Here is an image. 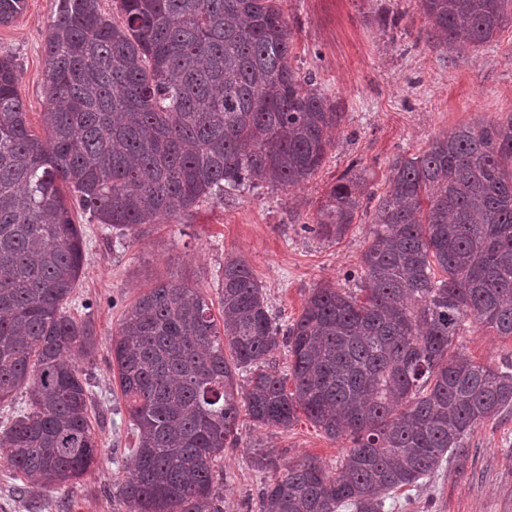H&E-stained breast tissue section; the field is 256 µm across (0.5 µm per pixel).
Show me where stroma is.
I'll use <instances>...</instances> for the list:
<instances>
[{
    "mask_svg": "<svg viewBox=\"0 0 512 512\" xmlns=\"http://www.w3.org/2000/svg\"><path fill=\"white\" fill-rule=\"evenodd\" d=\"M58 0H25L12 24L0 26V56L14 58L27 118L44 135L43 45ZM293 36L291 66L312 76L342 120L322 168L288 190L258 187L235 200H207L178 221L114 240L105 225L74 212L85 261L68 305L90 321L97 341L84 361L96 406L91 427L101 452L72 484L34 493L0 454V512H127L113 488L126 475L134 439L108 348L125 311L147 288L171 279L201 289L219 310L218 276L226 256L246 260L280 324L296 319L311 290L359 283L371 217L358 213L348 233L325 241L305 232L327 189L351 162L366 170L372 191L384 193L396 155L421 154L455 127L493 123L512 114V20L495 41L468 51L438 47L419 0H283ZM458 346L477 362L512 361V338L464 320ZM238 447L225 449L224 512H259L272 474L254 465V449L271 450L279 466L311 460L339 467L349 440L326 437L307 419L285 430L239 418ZM400 512H512V410L492 418L465 441L427 484L397 493Z\"/></svg>",
    "mask_w": 512,
    "mask_h": 512,
    "instance_id": "stroma-1",
    "label": "stroma"
}]
</instances>
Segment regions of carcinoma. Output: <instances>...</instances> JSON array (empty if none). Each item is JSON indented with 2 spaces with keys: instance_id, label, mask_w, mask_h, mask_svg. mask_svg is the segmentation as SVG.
I'll list each match as a JSON object with an SVG mask.
<instances>
[{
  "instance_id": "carcinoma-1",
  "label": "carcinoma",
  "mask_w": 512,
  "mask_h": 512,
  "mask_svg": "<svg viewBox=\"0 0 512 512\" xmlns=\"http://www.w3.org/2000/svg\"><path fill=\"white\" fill-rule=\"evenodd\" d=\"M279 2L119 0L115 22L100 0H59L43 46L44 139L17 64L0 56V402L30 393L0 447L27 490L73 482L100 452L93 392L71 360L96 350L91 325L67 311L84 261L72 207L138 236L207 199L296 187L322 167L341 113L291 67ZM23 5L0 0V25ZM421 8L446 48L478 49L512 17V0ZM367 182L340 177L305 225L337 241L377 200L359 292L316 287L280 326L251 267L228 256L220 318L175 279L127 310L109 353L135 437L116 489L128 512H224L216 462L238 444L243 413L283 430L302 414L352 443L334 473L287 466L261 512H384L387 496L431 479L512 409V362L493 368L453 347L466 318L512 337V114L397 156L378 197Z\"/></svg>"
}]
</instances>
